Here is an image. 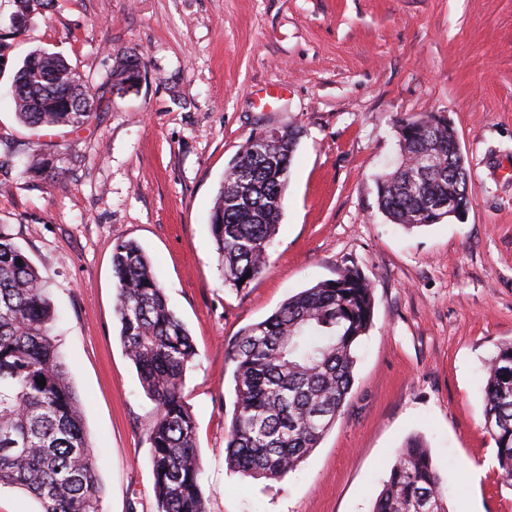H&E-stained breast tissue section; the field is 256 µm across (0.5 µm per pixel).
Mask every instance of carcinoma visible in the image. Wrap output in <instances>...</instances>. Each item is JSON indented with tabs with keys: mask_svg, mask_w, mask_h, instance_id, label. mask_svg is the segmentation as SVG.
Masks as SVG:
<instances>
[{
	"mask_svg": "<svg viewBox=\"0 0 512 512\" xmlns=\"http://www.w3.org/2000/svg\"><path fill=\"white\" fill-rule=\"evenodd\" d=\"M27 23L54 0H10ZM0 35V73L12 68L18 120L33 131L87 125L122 78L123 52L103 86L78 76L67 60L42 48L22 63ZM401 157L377 181L379 208L405 228L435 223L438 203L470 204L457 177L448 129L429 117L408 119L398 135ZM297 131L285 130L263 152L247 143L224 174L210 228L224 282L246 287L267 267L268 248L285 206ZM119 339L157 414L146 433L152 449L156 512H206L196 430L182 387L197 352L168 306L151 262L126 241L112 258ZM370 284L356 268L286 300L265 320L243 328L228 356L236 401L226 462L255 480L283 479L317 447L340 416L354 382L362 337L372 326ZM54 309L26 252L0 227V489H21L40 512H100V487L79 401L53 334ZM45 378L41 386L37 379ZM484 426L497 448L501 477L512 481V341L485 368ZM373 512H449L444 481L427 442H405Z\"/></svg>",
	"mask_w": 512,
	"mask_h": 512,
	"instance_id": "carcinoma-1",
	"label": "carcinoma"
}]
</instances>
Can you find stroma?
Returning a JSON list of instances; mask_svg holds the SVG:
<instances>
[{"label": "stroma", "mask_w": 512, "mask_h": 512, "mask_svg": "<svg viewBox=\"0 0 512 512\" xmlns=\"http://www.w3.org/2000/svg\"><path fill=\"white\" fill-rule=\"evenodd\" d=\"M103 82L141 52L139 92L89 125L48 134L61 178L25 173L31 133L0 76V226L51 291L101 512H156L146 432L156 406L119 340L112 253L134 240L198 355L182 390L207 512H371L407 438L427 442L450 512H512L479 387L512 341V0H58L13 42ZM446 115L470 171L464 220L407 230L376 179L400 119ZM296 129L286 206L265 272L226 287L210 216L255 134ZM374 315L344 410L279 481L225 462L234 410L227 351L245 326L345 268ZM480 466L468 483L462 459Z\"/></svg>", "instance_id": "obj_1"}]
</instances>
